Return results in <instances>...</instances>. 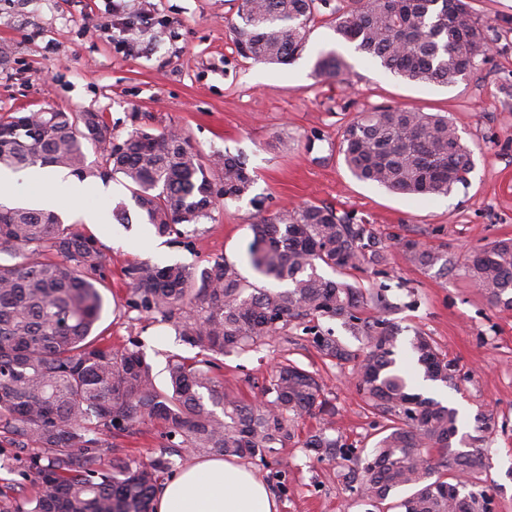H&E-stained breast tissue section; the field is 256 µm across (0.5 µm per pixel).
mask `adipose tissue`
Segmentation results:
<instances>
[{
  "instance_id": "1",
  "label": "adipose tissue",
  "mask_w": 512,
  "mask_h": 512,
  "mask_svg": "<svg viewBox=\"0 0 512 512\" xmlns=\"http://www.w3.org/2000/svg\"><path fill=\"white\" fill-rule=\"evenodd\" d=\"M153 512H278L244 466L212 456L192 462L156 496Z\"/></svg>"
}]
</instances>
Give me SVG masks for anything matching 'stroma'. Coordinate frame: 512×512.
<instances>
[{
	"mask_svg": "<svg viewBox=\"0 0 512 512\" xmlns=\"http://www.w3.org/2000/svg\"><path fill=\"white\" fill-rule=\"evenodd\" d=\"M470 2L488 49L474 73L441 87L406 82L356 53L336 35L328 7L311 23L301 57L278 67L238 54L228 25L238 0H122L133 22L121 33L124 49L111 26V0H0V48L9 52L0 63V116L50 108L100 112L118 138L136 124L174 127L203 155L228 152L254 172L252 197L220 205L175 241L152 232L116 180L98 183L77 208L47 203L38 179L9 195L13 202L50 207L65 222H81L98 239L106 279L97 330L116 348L139 343L161 387L168 355L188 349L169 324L129 306L125 271L135 261L202 268L221 255L256 281L246 257L250 224L305 204L351 213L385 237L443 249L449 259L444 275L413 265L393 243L386 264L354 272L352 279L381 294L382 308L366 313L392 327L401 368L412 367L409 340L417 331L453 361L455 377L441 400L466 406L459 432L485 450L477 482L493 494L495 512H512V311L493 305L465 268L472 248L512 237V0ZM330 49L347 62L348 82L314 76L317 55ZM382 106L448 116L473 151L466 182L446 195L413 198L353 177L338 153L342 131L359 113ZM121 201L129 205L125 224L110 216ZM286 358L315 375L331 410L300 421L291 441L265 459L246 461V468L265 483L278 512H366L341 476L342 463L318 460L304 446L323 429L369 450L384 429L386 418L355 388L352 363L324 360L303 322L294 321L257 350L225 357L217 374L227 388L255 400ZM159 433L158 426L142 425L135 434L109 439L101 455L146 458L158 450Z\"/></svg>",
	"mask_w": 512,
	"mask_h": 512,
	"instance_id": "obj_1",
	"label": "stroma"
}]
</instances>
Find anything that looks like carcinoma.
Masks as SVG:
<instances>
[{"label":"carcinoma","mask_w":512,"mask_h":512,"mask_svg":"<svg viewBox=\"0 0 512 512\" xmlns=\"http://www.w3.org/2000/svg\"><path fill=\"white\" fill-rule=\"evenodd\" d=\"M241 0L231 24L238 53L263 65H289L304 50L318 2ZM334 28L345 42L394 75L415 83L451 86L476 69L485 37L470 0H351L336 7ZM318 77L341 81L344 59L321 52ZM101 161H88L87 148ZM359 181L418 197L446 195L466 182L472 151L448 118L385 107L356 116L339 146ZM14 172L55 167L81 180L121 175L135 206L160 237L211 218L224 200H238L255 183L245 160L226 153L204 158L176 129L133 128L112 136L99 112H31L0 119V168ZM221 172L220 185L210 171ZM247 248L253 271L287 282L275 290L250 283L220 256L202 269L140 261L130 265V303L168 323L193 355L175 354L161 389L140 346L121 349L91 337L104 308L102 245L51 210L0 202V455H25L36 491L30 499L0 491V512H153L152 503L175 454L264 458L294 437L295 424L327 405L318 380L288 361L271 375L262 397L247 402L213 374L230 353H246L281 335L295 320L339 319L368 348L349 350L313 327L312 344L326 360L354 362L357 391L389 424L368 454L322 432L308 437L318 458L350 463L347 486L367 505L395 490L413 492L400 512H493L492 498L470 482L438 477L452 465L471 474L483 450L459 440L455 409L412 389L397 366L395 336L386 321L363 316L381 294L346 280L385 262L371 224L324 205L284 209L251 224ZM410 262L422 269L448 256L407 239ZM326 266L342 280L318 273ZM472 284L504 311L512 310V238L473 250ZM424 378L453 380L454 365L429 336L409 341ZM146 422L166 443L147 460L113 456L100 463L109 438Z\"/></svg>","instance_id":"obj_1"}]
</instances>
